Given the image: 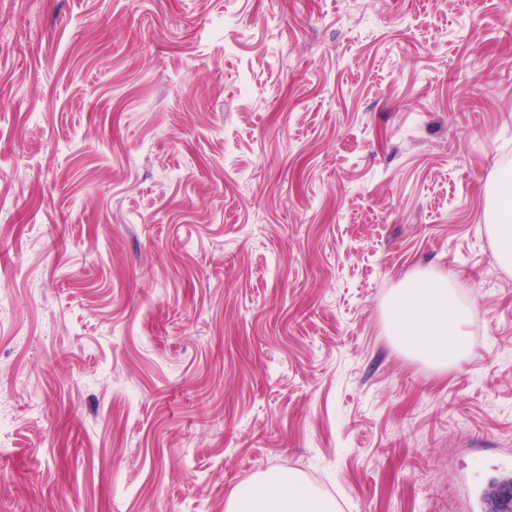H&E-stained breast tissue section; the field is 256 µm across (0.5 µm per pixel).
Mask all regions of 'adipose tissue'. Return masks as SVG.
<instances>
[{
  "instance_id": "obj_1",
  "label": "adipose tissue",
  "mask_w": 512,
  "mask_h": 512,
  "mask_svg": "<svg viewBox=\"0 0 512 512\" xmlns=\"http://www.w3.org/2000/svg\"><path fill=\"white\" fill-rule=\"evenodd\" d=\"M470 314V306L459 301L452 282L417 280L397 291L388 320L403 350L448 367L469 356L465 327ZM225 512H336V502L293 474L268 471L235 488Z\"/></svg>"
}]
</instances>
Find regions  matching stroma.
Wrapping results in <instances>:
<instances>
[{
    "mask_svg": "<svg viewBox=\"0 0 512 512\" xmlns=\"http://www.w3.org/2000/svg\"><path fill=\"white\" fill-rule=\"evenodd\" d=\"M510 168L512 0H0V512H482ZM442 276L447 369L388 328ZM495 222L490 224L497 239L499 260L506 265L512 263V195L503 194L495 198ZM456 288L448 279L417 280L397 291L388 320L391 334L403 350L439 367L468 358L465 327L471 306L459 301ZM335 500L291 473L268 471L235 488L225 512H335Z\"/></svg>",
    "mask_w": 512,
    "mask_h": 512,
    "instance_id": "obj_1",
    "label": "stroma"
}]
</instances>
